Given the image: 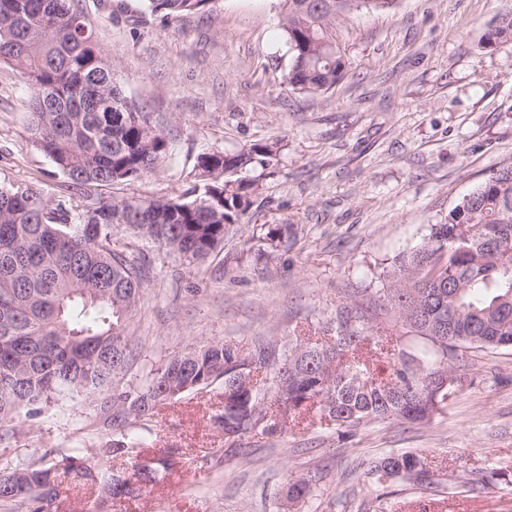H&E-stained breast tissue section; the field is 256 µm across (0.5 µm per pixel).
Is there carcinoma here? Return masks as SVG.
Instances as JSON below:
<instances>
[{"mask_svg":"<svg viewBox=\"0 0 512 512\" xmlns=\"http://www.w3.org/2000/svg\"><path fill=\"white\" fill-rule=\"evenodd\" d=\"M166 18L199 13L212 0H143ZM398 0H280L293 63L289 90H326L347 70L336 26L362 11H389ZM42 37L26 38L30 28ZM512 41V12L485 46ZM0 55L30 89V139L74 186L129 184L164 160L168 134L146 106L127 96L98 52L81 0H0ZM274 145L205 152L194 170L210 177L187 198H114L74 210L40 189L0 185V445L24 421L59 403L108 414L112 439L96 449L103 460L124 458L129 475H112L114 500L134 499L168 475L166 455L148 458V441L132 432L163 404L212 384L222 409L211 415L227 437L260 430L288 432L301 411L336 426L346 439L373 423L429 420L448 401L459 351L512 349V165L493 171L465 195L445 221L400 253L386 272L390 287L363 307H336L319 336H297L277 352L270 341L248 350L222 340H197L137 383L120 384L132 366L130 324L150 278L141 244L200 266L224 248V237L254 204L258 181L235 176L264 165ZM124 229L132 236L115 240ZM392 316L398 336L382 340ZM393 360L378 378L366 355ZM262 369L266 382L252 373ZM87 449L39 458L0 455V503L14 512H53L64 480L95 484ZM383 490L428 487L435 473L413 452L387 454L367 472ZM316 476L300 473L287 501H313Z\"/></svg>","mask_w":512,"mask_h":512,"instance_id":"obj_1","label":"carcinoma"}]
</instances>
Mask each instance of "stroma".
I'll return each mask as SVG.
<instances>
[{"label": "stroma", "instance_id": "1", "mask_svg": "<svg viewBox=\"0 0 512 512\" xmlns=\"http://www.w3.org/2000/svg\"><path fill=\"white\" fill-rule=\"evenodd\" d=\"M100 55L126 95L169 137L165 161L129 185L68 187L33 146L30 93L0 59V183H23L82 209L89 200L174 197L198 186V155L278 142L259 181L255 217L192 268L146 246L152 261L134 318L135 373L159 368L200 339L252 346L314 334L338 305L383 283L396 255L418 244L491 171L512 164V42L483 47L512 0H399L336 29L349 69L332 88L285 90L293 62L278 0H213L166 18L141 0H82ZM288 224L271 247L269 227ZM461 380L430 422L374 424L339 440L314 413L281 435L224 439L212 420L218 386L192 392L136 427L173 449L164 483L102 512H276L292 474H316L317 512H359L367 470L414 451L439 477L395 485L382 512H512V350L470 349ZM111 433L96 408L57 405L25 421L7 451L40 456L95 448ZM476 478L470 489L460 478Z\"/></svg>", "mask_w": 512, "mask_h": 512}]
</instances>
